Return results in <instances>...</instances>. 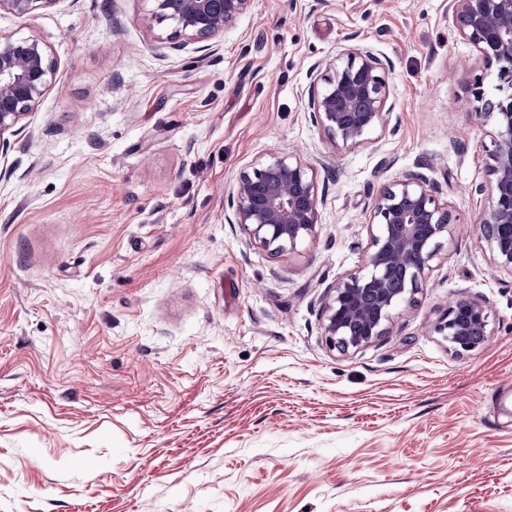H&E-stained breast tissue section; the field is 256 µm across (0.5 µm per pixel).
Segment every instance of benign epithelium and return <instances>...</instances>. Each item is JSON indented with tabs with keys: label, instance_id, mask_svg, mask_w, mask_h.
Wrapping results in <instances>:
<instances>
[{
	"label": "benign epithelium",
	"instance_id": "obj_1",
	"mask_svg": "<svg viewBox=\"0 0 512 512\" xmlns=\"http://www.w3.org/2000/svg\"><path fill=\"white\" fill-rule=\"evenodd\" d=\"M56 0H0V11L27 16ZM153 16L174 24V33L187 37L179 45L199 44L223 32L246 12L251 0H152ZM455 28L480 54L485 74L471 88L480 110L496 115L497 129L489 150L493 176L488 206L478 232L486 241L497 269L512 274V0H448ZM340 63L320 77L313 90V118L336 144L356 146L380 122L388 90L380 74L382 63L365 48H345ZM55 62L35 37L0 35V151L5 134L23 121L48 90ZM496 73V95L486 97L485 76ZM319 196L313 166L291 157H273L242 175L230 206L236 223L271 254L293 251L317 224ZM457 216L436 196L421 173L380 188L373 206L371 245L365 272L336 280L328 288L323 329L333 349L347 352L366 346L386 333L392 310L407 301L448 237ZM488 308L469 295L457 296L434 330L449 348L469 352L480 347L473 338L479 329L488 337Z\"/></svg>",
	"mask_w": 512,
	"mask_h": 512
}]
</instances>
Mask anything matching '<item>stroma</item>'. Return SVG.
Instances as JSON below:
<instances>
[{
  "label": "stroma",
  "mask_w": 512,
  "mask_h": 512,
  "mask_svg": "<svg viewBox=\"0 0 512 512\" xmlns=\"http://www.w3.org/2000/svg\"><path fill=\"white\" fill-rule=\"evenodd\" d=\"M152 8L0 12L56 62L0 153V512H512V276L475 192L496 122L448 0H252L201 53ZM347 47L388 86L354 147L310 108ZM274 156L324 198L277 257L226 207ZM410 171L459 221L386 334L332 350L326 291L364 270L376 191ZM462 292L490 336L457 354L433 326Z\"/></svg>",
  "instance_id": "1"
}]
</instances>
